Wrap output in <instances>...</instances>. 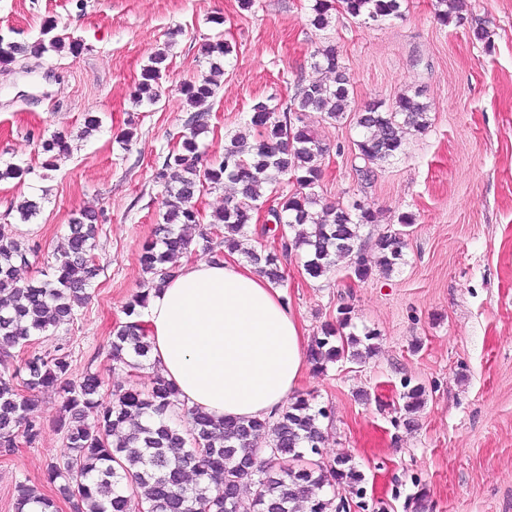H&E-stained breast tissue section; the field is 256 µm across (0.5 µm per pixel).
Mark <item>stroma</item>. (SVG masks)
<instances>
[{
  "mask_svg": "<svg viewBox=\"0 0 512 512\" xmlns=\"http://www.w3.org/2000/svg\"><path fill=\"white\" fill-rule=\"evenodd\" d=\"M313 3L255 0L245 10L239 0H0V35L22 47L0 68V162L33 169L0 181V233L16 236L17 205L41 200L26 239L36 252L20 278H39L54 263L74 213L100 216L101 271L90 297L72 324L38 337L34 348L64 350L73 375L96 372L109 389L150 386L149 361L129 371L113 362L109 342L140 288V249L159 220L162 193L152 171L187 116L179 83L205 69L203 43L220 34L232 43L204 140L218 157L255 103L290 100L321 79L310 55L332 42L354 108L417 91L431 124L408 135L399 157L365 183L353 124L306 113L327 147L315 188L323 202L370 206L378 221L362 229L368 242L399 215L415 221L401 264L364 282L350 278L343 260L313 280L302 252L283 259L282 287L305 340L342 306L351 309V332L377 334L372 355L306 368L296 392L330 413L323 457L350 456L364 475L355 512H512V0H467L462 20L446 25L435 16L436 0H405L402 17L368 24L337 8L323 30L307 22ZM217 16L223 25L214 24ZM48 22L81 43L80 55L30 52ZM478 27L489 42L475 40ZM164 46L162 97L136 105L140 73ZM90 116L100 127L88 133ZM131 124L136 134L123 142ZM56 134L71 152L46 173L42 143ZM416 385L427 400L409 430L403 395ZM33 399L41 436L34 447L0 455V512H14L17 483L56 493L45 473L65 452L60 402L50 389Z\"/></svg>",
  "mask_w": 512,
  "mask_h": 512,
  "instance_id": "35a3bbf8",
  "label": "stroma"
}]
</instances>
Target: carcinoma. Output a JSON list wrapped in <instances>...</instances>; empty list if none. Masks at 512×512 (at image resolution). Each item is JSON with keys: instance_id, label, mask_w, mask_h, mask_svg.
<instances>
[{"instance_id": "cac0c4a2", "label": "carcinoma", "mask_w": 512, "mask_h": 512, "mask_svg": "<svg viewBox=\"0 0 512 512\" xmlns=\"http://www.w3.org/2000/svg\"><path fill=\"white\" fill-rule=\"evenodd\" d=\"M403 0H341L343 11L353 17L380 22L401 16ZM444 25L461 18L465 0H438ZM328 0H315L309 25L323 30L329 25ZM54 24L43 27L42 38L32 45L37 54L65 49L73 55L76 43L65 44ZM233 53L223 36L204 44L202 54L209 69L183 81L178 92L192 112L176 141L154 167L153 181L164 190V212L155 239L144 244L139 256L143 273L140 291L126 307V316L138 315L147 303L149 289L160 287L190 253L191 240L180 228L206 224L201 238L211 258L224 259V251H241L272 283L282 282L281 259L289 252L307 255L305 273L319 279L334 271L336 260H348L349 276L365 282L374 269L391 273L402 259V228L414 223L411 214L398 216L400 229L378 234L373 249L375 264L360 255L361 229L375 222L369 207L322 204L313 189L322 175L324 145L303 124L307 112H319L336 124L352 117L358 130L356 156L364 162L362 174L390 163L403 151L407 134L426 130L430 106L420 93L403 94L392 106L369 103L351 112L350 80L336 45L322 42L312 54L313 67L333 76L329 83L312 81L299 88L288 103L259 101L244 119V128L224 142V154L209 160L202 135L209 132L208 118L224 65ZM166 49L155 51L141 73L134 100L150 105L161 96L160 80L167 69ZM49 154L42 163L56 169L57 157L69 151L62 135L43 146ZM293 189L279 194L270 209L280 227V246L241 250L251 226L262 190L284 182ZM233 192L224 207L204 222L196 206L202 190ZM40 202L27 199L17 207V219L28 223L40 212ZM66 248L51 272L37 281L23 282L19 270L29 265L34 249L0 235V453L11 455L19 444L32 446L40 436V424L31 417L32 401L20 393V378L30 390L54 389L61 397V425L66 452L47 468L49 483L71 504L72 512H238L242 500L251 512H296L304 499L309 512H337L335 498L324 494L355 489L364 477L345 456L325 461L315 458L325 438L323 420L328 413L311 399L294 396L268 419L216 422L207 413L191 408L158 376L150 388L131 384L102 395L104 381L87 371L71 376L68 354L54 356L27 351L37 336L55 332L74 320L75 310L88 299L87 288L99 274L92 250L98 224L94 211L83 210L68 224ZM351 310L341 307L336 321L321 326L314 337L308 361L317 370L344 359L360 361L375 350L376 334L363 337L344 333ZM150 345L140 321L128 320L112 332L110 355L135 370L148 357ZM425 388L413 387L404 397V424L416 425L415 415L424 403ZM15 512H56L54 501L21 483L17 486Z\"/></svg>"}]
</instances>
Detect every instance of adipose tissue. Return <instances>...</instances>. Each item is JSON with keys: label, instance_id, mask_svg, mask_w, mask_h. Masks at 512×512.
Instances as JSON below:
<instances>
[{"label": "adipose tissue", "instance_id": "ef3b65f1", "mask_svg": "<svg viewBox=\"0 0 512 512\" xmlns=\"http://www.w3.org/2000/svg\"><path fill=\"white\" fill-rule=\"evenodd\" d=\"M140 321L152 366L178 398L218 418H268L306 368L299 320L283 289L238 254L183 264L151 290Z\"/></svg>", "mask_w": 512, "mask_h": 512}]
</instances>
